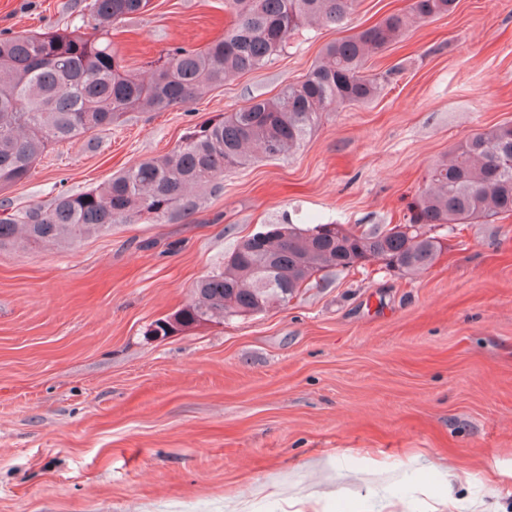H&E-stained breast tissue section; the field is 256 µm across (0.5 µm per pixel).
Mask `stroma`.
Instances as JSON below:
<instances>
[{"label": "stroma", "instance_id": "obj_1", "mask_svg": "<svg viewBox=\"0 0 512 512\" xmlns=\"http://www.w3.org/2000/svg\"><path fill=\"white\" fill-rule=\"evenodd\" d=\"M90 2L0 0V32L70 30ZM410 2L356 0L262 69L54 144L0 200L19 212L95 188ZM231 19L224 0H151L112 41L143 77ZM367 64L396 70L381 97L226 173L188 218L0 249V512H297L309 497L320 512H440L451 462L473 475L457 512H512V216L434 228L444 250L416 274L330 268L288 306L148 333L263 225L397 223L437 161L512 123V0H458Z\"/></svg>", "mask_w": 512, "mask_h": 512}]
</instances>
